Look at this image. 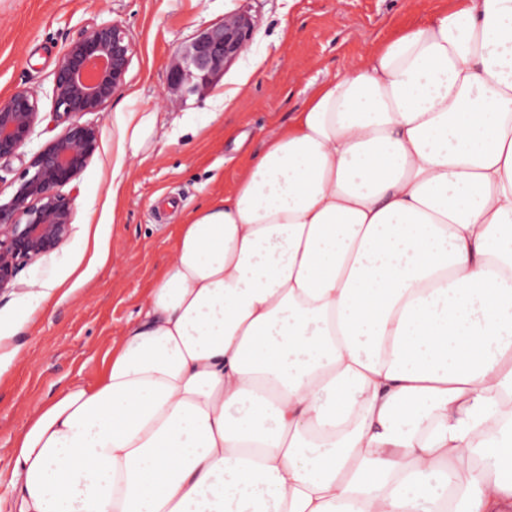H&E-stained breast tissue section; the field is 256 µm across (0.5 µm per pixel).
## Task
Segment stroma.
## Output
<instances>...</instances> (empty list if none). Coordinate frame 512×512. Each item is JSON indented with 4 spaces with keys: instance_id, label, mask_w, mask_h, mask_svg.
<instances>
[{
    "instance_id": "obj_1",
    "label": "stroma",
    "mask_w": 512,
    "mask_h": 512,
    "mask_svg": "<svg viewBox=\"0 0 512 512\" xmlns=\"http://www.w3.org/2000/svg\"><path fill=\"white\" fill-rule=\"evenodd\" d=\"M453 0H0V101L36 91L32 142L0 161V194L32 154L61 135L53 116L54 72L91 23L121 25L134 53L125 83L100 112L99 148L64 191L73 198L61 248L27 262L0 292V471L28 418L70 385L95 384L114 342L145 303L168 261L184 216L231 189L312 91L344 74L366 51ZM234 12L249 15L248 50L203 95L168 97L177 51ZM136 92L127 101L128 92ZM236 92L233 108L224 95ZM127 112L149 115L137 155H119ZM52 299L37 303L33 284ZM68 297H61V289Z\"/></svg>"
}]
</instances>
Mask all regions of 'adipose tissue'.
<instances>
[{
	"label": "adipose tissue",
	"instance_id": "ef3b65f1",
	"mask_svg": "<svg viewBox=\"0 0 512 512\" xmlns=\"http://www.w3.org/2000/svg\"><path fill=\"white\" fill-rule=\"evenodd\" d=\"M8 489L0 512H512V0L361 57L190 212Z\"/></svg>",
	"mask_w": 512,
	"mask_h": 512
}]
</instances>
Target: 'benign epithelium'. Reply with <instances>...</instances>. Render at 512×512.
<instances>
[{
    "label": "benign epithelium",
    "mask_w": 512,
    "mask_h": 512,
    "mask_svg": "<svg viewBox=\"0 0 512 512\" xmlns=\"http://www.w3.org/2000/svg\"><path fill=\"white\" fill-rule=\"evenodd\" d=\"M252 18L241 12L200 31L173 58L168 89L181 97L202 94L248 48ZM132 55L123 27L93 23L66 48L56 70L52 99L56 119L67 123L29 160L0 201V291L13 286L20 266L59 249L69 238L73 198L62 193L86 167L100 142L99 128L76 117L103 110L125 81ZM39 116L36 94L21 90L0 103V160L31 140Z\"/></svg>",
    "instance_id": "7a95c632"
}]
</instances>
